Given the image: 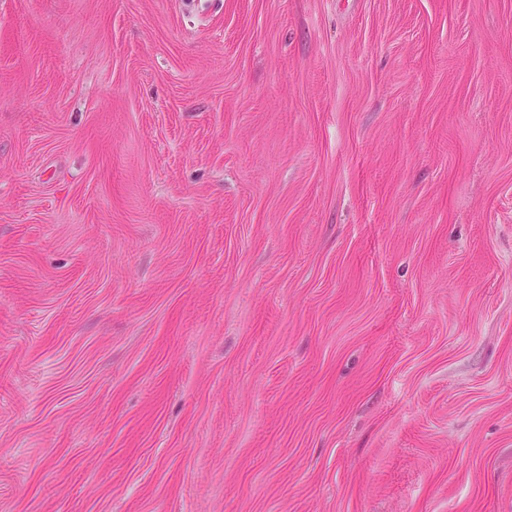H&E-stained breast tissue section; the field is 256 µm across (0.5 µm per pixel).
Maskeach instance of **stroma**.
Masks as SVG:
<instances>
[{
  "instance_id": "stroma-1",
  "label": "stroma",
  "mask_w": 512,
  "mask_h": 512,
  "mask_svg": "<svg viewBox=\"0 0 512 512\" xmlns=\"http://www.w3.org/2000/svg\"><path fill=\"white\" fill-rule=\"evenodd\" d=\"M0 512H512V0H0Z\"/></svg>"
}]
</instances>
